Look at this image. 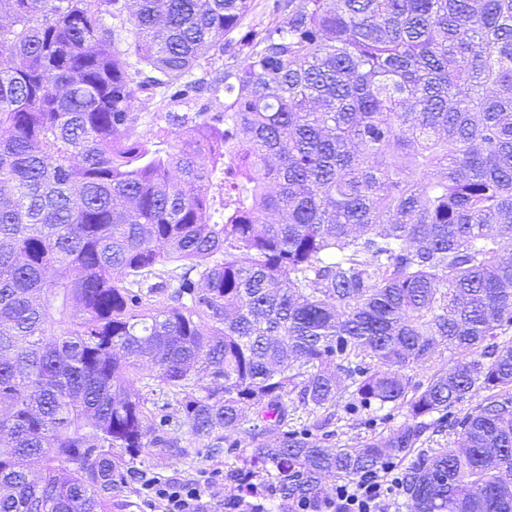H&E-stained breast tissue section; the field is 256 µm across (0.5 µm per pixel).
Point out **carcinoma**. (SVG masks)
I'll return each mask as SVG.
<instances>
[{"mask_svg":"<svg viewBox=\"0 0 512 512\" xmlns=\"http://www.w3.org/2000/svg\"><path fill=\"white\" fill-rule=\"evenodd\" d=\"M252 2L0 0V512L226 448L278 512H512V0ZM158 100V99H156ZM156 100L153 102H146L145 104H142L137 108L136 112H140L141 116V124H140V130L142 133H144V140L148 141V146L151 149L156 148H166V144H159L156 143L159 140L156 138H153V132L155 131L154 126L152 125V115L153 112H156ZM366 418H368L367 412H361L355 415L348 414L347 418L335 421V424L328 429L334 433L331 442L336 443V446L353 445L358 441L370 439L374 433L386 435L389 429L396 428L404 421L402 416H395L394 420L386 424H379L374 432L364 425ZM394 470L384 468L378 474L366 475L344 484L334 478L326 482L335 499L344 502V512H383L384 509V512H397L395 502L398 499L401 503L402 499L393 493L386 501L387 495L398 487L399 479Z\"/></svg>","mask_w":512,"mask_h":512,"instance_id":"carcinoma-1","label":"carcinoma"}]
</instances>
